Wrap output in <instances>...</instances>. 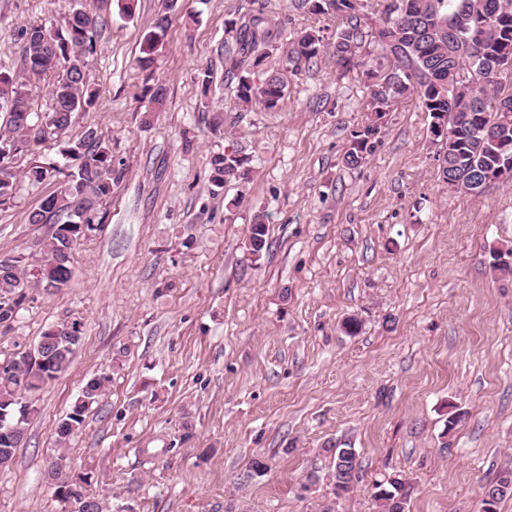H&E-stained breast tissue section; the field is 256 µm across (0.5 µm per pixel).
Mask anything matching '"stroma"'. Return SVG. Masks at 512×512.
<instances>
[{
	"mask_svg": "<svg viewBox=\"0 0 512 512\" xmlns=\"http://www.w3.org/2000/svg\"><path fill=\"white\" fill-rule=\"evenodd\" d=\"M266 3L287 33L320 27L333 44L335 18ZM73 5L0 0V70L19 66L22 27L63 26ZM251 8L138 0L128 18L105 0L99 12L87 74L100 100L60 138L97 127L125 176L102 204V231L78 245L70 283L30 289L0 326L3 362L34 351L49 326L84 324L0 469V512H62L46 477L61 453L112 512H315L332 498L337 512H382L374 486L394 476L413 486L408 512H481L484 486L512 467V274L497 268L503 252L512 264V182L448 191L414 97L393 103L373 152L347 167L370 81L327 54L288 73L281 110L235 111L224 25ZM162 14L155 63L141 69ZM208 109L223 111V135L209 132ZM232 139L252 178L213 187L209 157ZM58 184L20 183L0 205V256L40 259L52 228L27 216ZM259 213L268 247L254 259L245 236ZM99 376L104 394L59 446L56 422ZM345 443L360 469L337 499L329 449ZM311 470L318 480L302 490ZM166 24L167 16L162 14L156 19L153 29L145 34L141 48L143 56L137 59L140 68L147 70L154 64V53L158 50V46L164 38Z\"/></svg>",
	"mask_w": 512,
	"mask_h": 512,
	"instance_id": "35a3bbf8",
	"label": "stroma"
}]
</instances>
